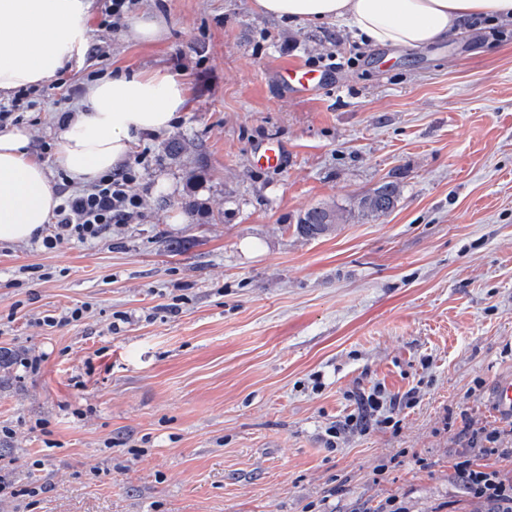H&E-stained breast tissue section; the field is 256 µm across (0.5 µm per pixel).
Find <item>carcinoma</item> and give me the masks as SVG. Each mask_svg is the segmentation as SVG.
I'll return each instance as SVG.
<instances>
[{
  "label": "carcinoma",
  "mask_w": 512,
  "mask_h": 512,
  "mask_svg": "<svg viewBox=\"0 0 512 512\" xmlns=\"http://www.w3.org/2000/svg\"><path fill=\"white\" fill-rule=\"evenodd\" d=\"M402 193L399 183L388 181L358 198L350 209L316 206L301 215L296 223L297 233L305 238H317L337 224L355 219L377 217L388 213Z\"/></svg>",
  "instance_id": "obj_1"
}]
</instances>
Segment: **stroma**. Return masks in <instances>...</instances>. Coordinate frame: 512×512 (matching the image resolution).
Masks as SVG:
<instances>
[{"mask_svg":"<svg viewBox=\"0 0 512 512\" xmlns=\"http://www.w3.org/2000/svg\"><path fill=\"white\" fill-rule=\"evenodd\" d=\"M253 4L139 0L167 23L139 44L93 12L97 52L20 114L55 180L58 117L89 78L163 67L190 87L172 130L132 149L128 223L51 251L0 243V512H374L390 496L483 512L452 474L472 429H512L492 405L512 378V22L407 50ZM293 61L336 79L282 98ZM269 140L287 150L275 170L257 161ZM385 181L402 187L388 214L296 233ZM377 382L416 392L397 431L327 448L350 392Z\"/></svg>","mask_w":512,"mask_h":512,"instance_id":"35a3bbf8","label":"stroma"}]
</instances>
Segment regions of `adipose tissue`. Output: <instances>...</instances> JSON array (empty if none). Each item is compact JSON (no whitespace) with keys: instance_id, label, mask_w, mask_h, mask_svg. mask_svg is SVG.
Returning a JSON list of instances; mask_svg holds the SVG:
<instances>
[{"instance_id":"adipose-tissue-1","label":"adipose tissue","mask_w":512,"mask_h":512,"mask_svg":"<svg viewBox=\"0 0 512 512\" xmlns=\"http://www.w3.org/2000/svg\"><path fill=\"white\" fill-rule=\"evenodd\" d=\"M93 0H0V95L48 83L86 49ZM278 19L345 25L374 46L423 49L482 20H512V0H255ZM186 81L161 70L113 72L86 86L61 127L54 163L78 187L131 152L136 136L172 128L187 108ZM27 129L0 133V242L27 243L49 224L59 196Z\"/></svg>"}]
</instances>
